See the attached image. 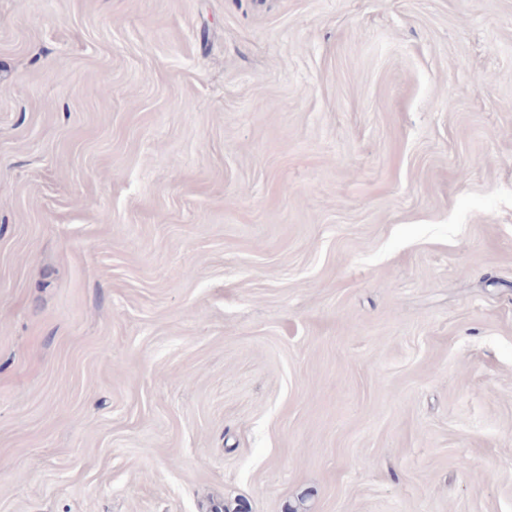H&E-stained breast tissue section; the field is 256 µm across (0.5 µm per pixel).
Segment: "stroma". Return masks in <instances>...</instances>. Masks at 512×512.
<instances>
[{
    "instance_id": "stroma-1",
    "label": "stroma",
    "mask_w": 512,
    "mask_h": 512,
    "mask_svg": "<svg viewBox=\"0 0 512 512\" xmlns=\"http://www.w3.org/2000/svg\"><path fill=\"white\" fill-rule=\"evenodd\" d=\"M512 512V0H0V512Z\"/></svg>"
}]
</instances>
